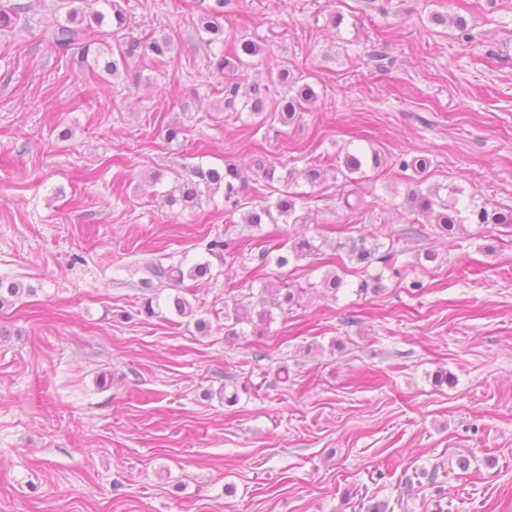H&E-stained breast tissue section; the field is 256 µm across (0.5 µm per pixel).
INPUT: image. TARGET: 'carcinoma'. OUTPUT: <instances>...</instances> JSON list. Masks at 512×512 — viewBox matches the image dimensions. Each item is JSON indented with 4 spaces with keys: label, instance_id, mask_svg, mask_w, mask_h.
Listing matches in <instances>:
<instances>
[{
    "label": "carcinoma",
    "instance_id": "obj_1",
    "mask_svg": "<svg viewBox=\"0 0 512 512\" xmlns=\"http://www.w3.org/2000/svg\"><path fill=\"white\" fill-rule=\"evenodd\" d=\"M74 4L63 22H56L48 35V41L58 57L76 61L89 68L91 74H97V68L114 77L121 76L139 84L141 74L133 70L131 61H151L164 64L171 60L175 50L173 38L168 34L144 32L141 35L126 34L127 17L120 0H69ZM224 0H217V7L207 10L197 18V29L207 35V44L227 43L228 50L222 51L213 61L217 74L224 77V111L249 112L260 119V123H278L288 126L294 123L305 105L317 95L307 83L291 75L282 68L277 71L276 80L284 88V94L274 102H269V86L257 82L247 83L243 76L248 68L247 58L257 55L261 48L253 40L241 36L229 39L224 36V13L219 6ZM32 5L28 3L0 4V26L8 27L28 15ZM426 158L397 159L392 168L401 172L409 169L424 173L428 168ZM367 165L379 169L383 158L375 150L371 156L345 152L342 164L336 166V173L343 175L345 185L358 182L354 174L359 173ZM255 178L246 176L244 170L235 164L228 163L224 167H196L192 177L178 183L165 194V203L173 206L194 207L200 204L202 197L210 196L219 189H224V203L231 210H243L242 222L258 226L266 220H274L278 215L286 220L292 218L297 208L302 205L304 197L289 190L278 192L274 201H269L266 191L275 182L276 166L259 160L255 163ZM409 209L435 226L439 235L446 239L448 250L459 246L457 233L465 223L497 224L512 228V208L497 206H473L460 209L457 202L444 199L439 190L430 188L423 192L413 190L408 194ZM285 253L276 257L275 263L283 268L290 259L307 258L316 254L319 248L313 240L299 235L281 245ZM346 249L349 262L354 272L368 271L374 263L389 266L395 256L394 246L384 247L370 234L360 231L358 235L348 238L342 244ZM142 288L156 289L166 285H181L184 280H198L205 277L209 268L197 264L185 271L181 266L166 265L162 259H148L139 266ZM32 293L34 289L24 287L18 282L4 283L0 280V308L21 297L24 293ZM298 289L284 281L276 288L267 289L249 310L239 307L224 313V319L232 322L228 329L231 336L238 335L234 326L250 325V335L262 337L266 335L272 320L271 308L290 307L295 301Z\"/></svg>",
    "mask_w": 512,
    "mask_h": 512
}]
</instances>
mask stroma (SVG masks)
Masks as SVG:
<instances>
[{"label":"stroma","mask_w":512,"mask_h":512,"mask_svg":"<svg viewBox=\"0 0 512 512\" xmlns=\"http://www.w3.org/2000/svg\"><path fill=\"white\" fill-rule=\"evenodd\" d=\"M219 1L261 48L251 80L285 66L317 94L280 136L224 109L195 29ZM34 3L0 29V278L31 288L0 308V512H512V228L465 225L451 251L406 204L440 186L512 207V0H124L132 34L176 44L136 87L60 60L45 31L66 0ZM374 148L431 165L366 170L353 218L331 175L293 183L298 224H242L220 192L161 199L197 166L261 156L284 177ZM363 227L396 249L382 291L321 288ZM299 233L319 255L262 260ZM154 254L209 265L195 317L172 286L144 313ZM282 280L302 292L263 340L228 335L225 311Z\"/></svg>","instance_id":"35a3bbf8"}]
</instances>
